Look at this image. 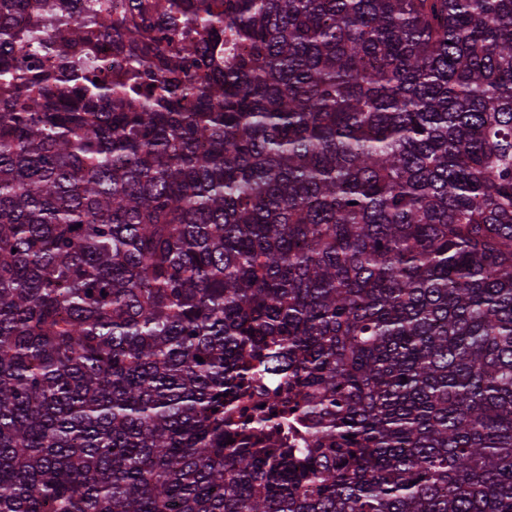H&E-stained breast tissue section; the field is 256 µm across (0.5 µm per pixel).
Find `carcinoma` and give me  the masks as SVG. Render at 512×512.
<instances>
[{"label":"carcinoma","instance_id":"cac0c4a2","mask_svg":"<svg viewBox=\"0 0 512 512\" xmlns=\"http://www.w3.org/2000/svg\"><path fill=\"white\" fill-rule=\"evenodd\" d=\"M29 2L0 512H512V0H43L52 69ZM279 369L306 448L230 419ZM101 53V66H98V73L105 78H112V81L121 79L127 72L129 64L127 56L113 47L105 46Z\"/></svg>","mask_w":512,"mask_h":512}]
</instances>
